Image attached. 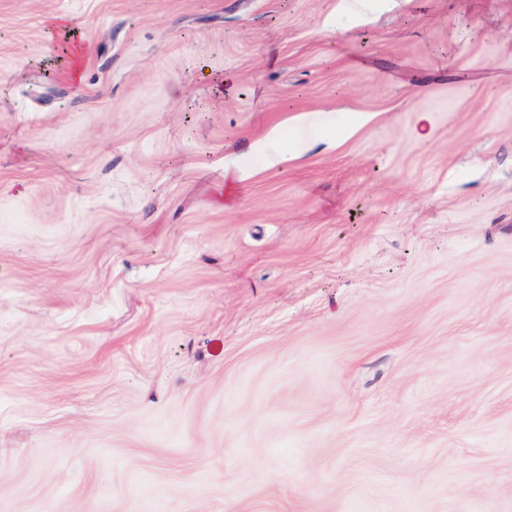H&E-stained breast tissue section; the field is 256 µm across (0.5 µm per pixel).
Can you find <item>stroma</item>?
Here are the masks:
<instances>
[{
  "instance_id": "35a3bbf8",
  "label": "stroma",
  "mask_w": 512,
  "mask_h": 512,
  "mask_svg": "<svg viewBox=\"0 0 512 512\" xmlns=\"http://www.w3.org/2000/svg\"><path fill=\"white\" fill-rule=\"evenodd\" d=\"M368 4L0 0V512H512V0Z\"/></svg>"
}]
</instances>
